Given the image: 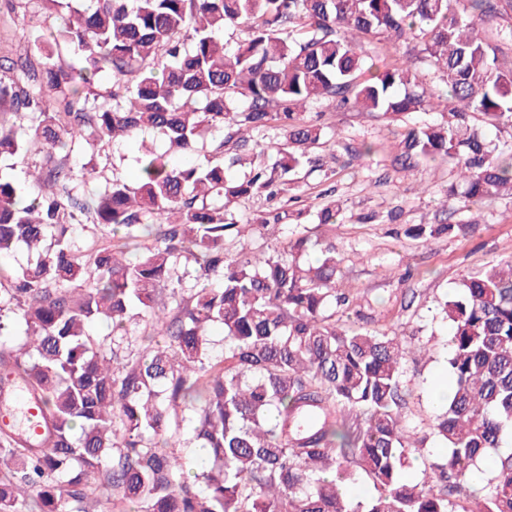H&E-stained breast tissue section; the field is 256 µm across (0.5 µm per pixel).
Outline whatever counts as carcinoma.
I'll return each mask as SVG.
<instances>
[{
    "mask_svg": "<svg viewBox=\"0 0 512 512\" xmlns=\"http://www.w3.org/2000/svg\"><path fill=\"white\" fill-rule=\"evenodd\" d=\"M83 2L39 54L0 60V160H23L33 144L45 153L30 183L0 172V255L21 244L35 254L0 272V334L17 322L26 336L0 345V382L40 403L44 429L0 432V512H512V261L463 276L442 306L453 388L433 430L448 455L428 457L413 482L404 470L426 439L404 425L402 363L421 349L343 320L354 298L336 288L342 258L325 240L224 252L233 205L281 198L328 145L307 105L336 98L391 121L433 107L408 57L367 62L362 43L381 36L417 40L457 102L439 122L404 125L396 162L451 161L459 210L512 195V143L486 135L512 127V70L490 44L512 41V24L484 27L501 0ZM241 28L228 49L224 34ZM214 129L227 134L202 157ZM273 130L285 134L264 147L273 162L247 160ZM148 132L188 162L148 152L135 181L102 184L96 168L73 164ZM246 163L243 177L227 176ZM341 215L331 202L318 225L333 231ZM288 218L276 207L259 227ZM77 224L122 230L125 242L75 250ZM310 248L314 265L302 261ZM182 257L203 284L165 295ZM134 307L152 326L140 340L127 335ZM99 321L112 335L91 334ZM184 436L207 461L190 460ZM357 477L376 493H343Z\"/></svg>",
    "mask_w": 512,
    "mask_h": 512,
    "instance_id": "cac0c4a2",
    "label": "carcinoma"
}]
</instances>
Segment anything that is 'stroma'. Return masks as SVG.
Here are the masks:
<instances>
[{
    "label": "stroma",
    "mask_w": 512,
    "mask_h": 512,
    "mask_svg": "<svg viewBox=\"0 0 512 512\" xmlns=\"http://www.w3.org/2000/svg\"><path fill=\"white\" fill-rule=\"evenodd\" d=\"M50 40V24L39 17L17 18L11 0H0V57L29 52ZM305 112L334 138L322 150L327 158L323 169L292 186L305 216L298 226L266 237L258 230L262 202L240 201L234 210L239 230L225 236L224 249L232 254L266 252L283 247L294 232L316 238L317 211L328 202L343 201V222L332 240L344 256L336 285L351 289L357 299L349 322L391 329L412 344L427 345L425 357L407 359L404 365L405 423L417 437L426 438L433 454H446L445 445L431 435L441 410L433 394L446 374L442 341L447 327L435 314L463 272L512 261V196L473 207L466 214L473 227L457 236L408 237L409 227L444 219L451 162L400 169L393 160L401 123L356 111L334 98L307 105ZM366 143L378 147L372 156L361 153ZM140 155L138 142L117 141L106 146L98 163L103 176L131 181Z\"/></svg>",
    "instance_id": "stroma-1"
}]
</instances>
